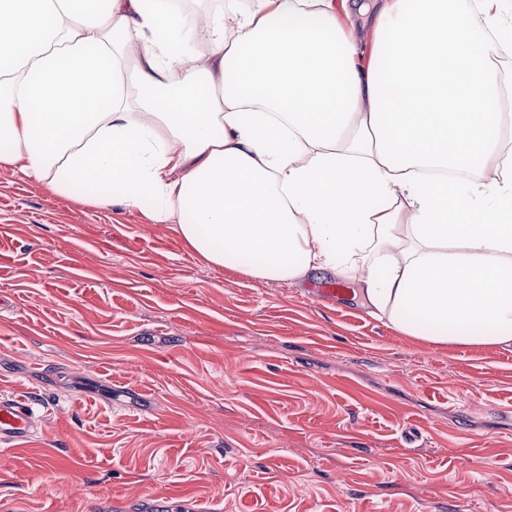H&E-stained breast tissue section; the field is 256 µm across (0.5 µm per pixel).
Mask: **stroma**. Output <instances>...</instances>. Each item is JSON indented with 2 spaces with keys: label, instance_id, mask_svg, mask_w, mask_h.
<instances>
[{
  "label": "stroma",
  "instance_id": "stroma-1",
  "mask_svg": "<svg viewBox=\"0 0 512 512\" xmlns=\"http://www.w3.org/2000/svg\"><path fill=\"white\" fill-rule=\"evenodd\" d=\"M328 274L209 265L165 224L0 166V512H512V348L436 347ZM41 416L26 400L1 396L0 398V443H9L36 436Z\"/></svg>",
  "mask_w": 512,
  "mask_h": 512
}]
</instances>
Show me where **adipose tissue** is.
<instances>
[{"instance_id":"adipose-tissue-1","label":"adipose tissue","mask_w":512,"mask_h":512,"mask_svg":"<svg viewBox=\"0 0 512 512\" xmlns=\"http://www.w3.org/2000/svg\"><path fill=\"white\" fill-rule=\"evenodd\" d=\"M507 31L512 0H224L201 25L170 0H0V166L212 265L352 282L405 335L509 348Z\"/></svg>"}]
</instances>
